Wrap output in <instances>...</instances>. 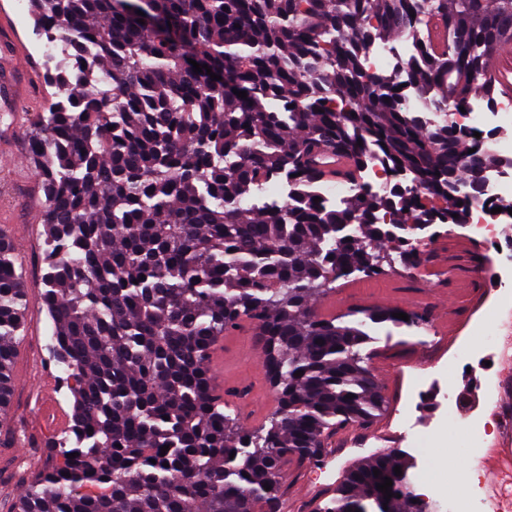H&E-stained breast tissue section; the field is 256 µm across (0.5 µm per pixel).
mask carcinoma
I'll return each mask as SVG.
<instances>
[{
    "label": "carcinoma",
    "mask_w": 512,
    "mask_h": 512,
    "mask_svg": "<svg viewBox=\"0 0 512 512\" xmlns=\"http://www.w3.org/2000/svg\"><path fill=\"white\" fill-rule=\"evenodd\" d=\"M29 6L36 27L96 50L105 88L88 97L50 74L55 101L27 133L45 194L43 308L72 404L10 512H276L286 459H318L330 432L385 404L367 345L374 326L399 321L389 309L325 317L317 304L356 272L421 266L420 221L466 223L471 198L448 197L450 184L483 183L499 159L452 122L426 127L400 84L365 74V53L436 18L442 45L428 41L408 62L407 85L456 110L492 101L485 71L512 30V0ZM190 58L221 79L194 72ZM336 151L354 159L353 196L325 209L314 202L330 183L318 161ZM373 162L409 185L400 206L361 185ZM282 177L294 200L246 205ZM422 186L446 208L423 205ZM389 211L397 223H376ZM26 313L23 270L0 234V402L12 396ZM243 321L263 337L278 401L257 427L210 373L214 345ZM413 468L398 454L362 462L326 512H439L415 493ZM386 477L388 500L377 489Z\"/></svg>",
    "instance_id": "cac0c4a2"
}]
</instances>
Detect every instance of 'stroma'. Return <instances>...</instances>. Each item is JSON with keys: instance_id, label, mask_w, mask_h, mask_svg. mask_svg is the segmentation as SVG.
Returning a JSON list of instances; mask_svg holds the SVG:
<instances>
[{"instance_id": "35a3bbf8", "label": "stroma", "mask_w": 512, "mask_h": 512, "mask_svg": "<svg viewBox=\"0 0 512 512\" xmlns=\"http://www.w3.org/2000/svg\"><path fill=\"white\" fill-rule=\"evenodd\" d=\"M7 11L22 39L30 70L8 73L10 89L22 100L17 122L18 134H0V228L16 244L15 256L25 274L28 315L23 341L17 349L13 372V421L0 424V512H8L22 478L33 476L43 462L46 446L41 437L43 424L31 410L37 394L31 378L42 371L55 384L54 397L69 411L70 394L55 365L49 348L50 321L42 308L44 288L41 213L44 195L36 176L26 163V127L37 112L54 98L53 87L45 80L47 68L33 39L29 11L15 7L14 0H0V11ZM426 246L425 261L419 270H385L368 279L366 287L340 280L336 290L319 306L325 316H342L357 309H371L390 301L419 310L425 318L418 327L375 326L369 369L382 385L386 396L384 410L362 425L337 428L329 436L320 461L289 460L284 466L277 512H322L337 485L353 464L390 451L410 450L398 428L402 415H411L427 441L421 455L415 456V475L429 476L437 485L436 504H445L457 486L453 463L471 465L484 474L487 449L478 445L475 430L449 419L448 406L441 399L445 388L462 391L467 375L454 354L461 346L476 351L486 349L494 326L488 314L493 304L488 298L489 277L485 273V252L477 235L465 224H435ZM426 378L435 401L419 405V378ZM224 386L245 387L249 398L234 397L244 424H260L274 409V398L265 376L260 348L251 325H244L224 338Z\"/></svg>"}]
</instances>
